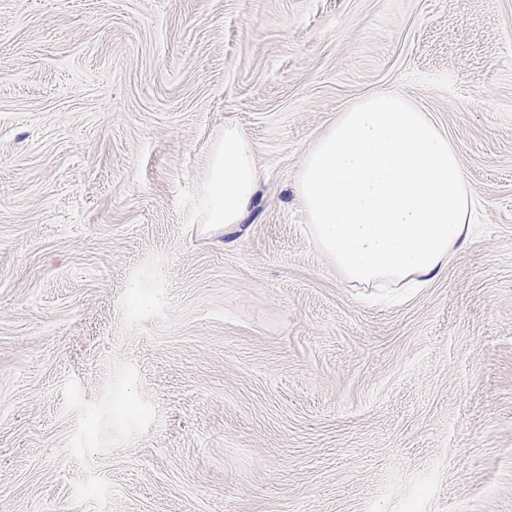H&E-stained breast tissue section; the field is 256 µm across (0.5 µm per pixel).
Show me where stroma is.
I'll return each instance as SVG.
<instances>
[{"mask_svg": "<svg viewBox=\"0 0 512 512\" xmlns=\"http://www.w3.org/2000/svg\"><path fill=\"white\" fill-rule=\"evenodd\" d=\"M385 90L476 202L423 288L343 279L293 189ZM0 512H512V0H0ZM258 183L253 146L236 126L225 125L206 188L207 224L227 235L237 231L250 213Z\"/></svg>", "mask_w": 512, "mask_h": 512, "instance_id": "obj_1", "label": "stroma"}]
</instances>
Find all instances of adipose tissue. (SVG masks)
Wrapping results in <instances>:
<instances>
[{
	"label": "adipose tissue",
	"mask_w": 512,
	"mask_h": 512,
	"mask_svg": "<svg viewBox=\"0 0 512 512\" xmlns=\"http://www.w3.org/2000/svg\"><path fill=\"white\" fill-rule=\"evenodd\" d=\"M258 183L253 146L225 125L206 188L208 223L237 231ZM294 190L315 244L346 281L367 285L437 280L468 238L475 207L447 134L392 92L339 112L305 153Z\"/></svg>",
	"instance_id": "1"
}]
</instances>
